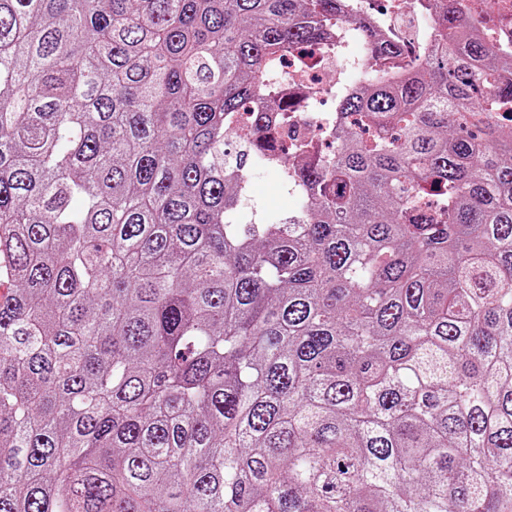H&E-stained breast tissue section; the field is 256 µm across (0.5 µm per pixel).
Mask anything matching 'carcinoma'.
Here are the masks:
<instances>
[{"label": "carcinoma", "mask_w": 512, "mask_h": 512, "mask_svg": "<svg viewBox=\"0 0 512 512\" xmlns=\"http://www.w3.org/2000/svg\"><path fill=\"white\" fill-rule=\"evenodd\" d=\"M417 2L389 71L346 0H0V512H512V43ZM344 20L288 164L267 75ZM349 31V39L344 42V49L336 53V50L319 51L322 61L320 68L299 69L291 56L288 63L283 64L270 75V82L278 87L277 96L282 101L289 102L294 108L290 112H280L282 119L274 126L273 133L282 139L288 140V148L291 143L287 139L288 130L293 136L310 144L313 150H320L326 142L323 139L327 131L328 122L333 116L331 110L325 111L322 107L348 83L363 79L370 71L371 61L367 53L361 50L354 54L355 46H361L360 39L353 35L350 27L343 25ZM349 55L352 59V73L340 78L339 60L337 56ZM308 148V149H311ZM285 188L274 174H260L251 179L249 190L242 198L241 207L253 218L286 217L293 210L284 203Z\"/></svg>", "instance_id": "1"}]
</instances>
